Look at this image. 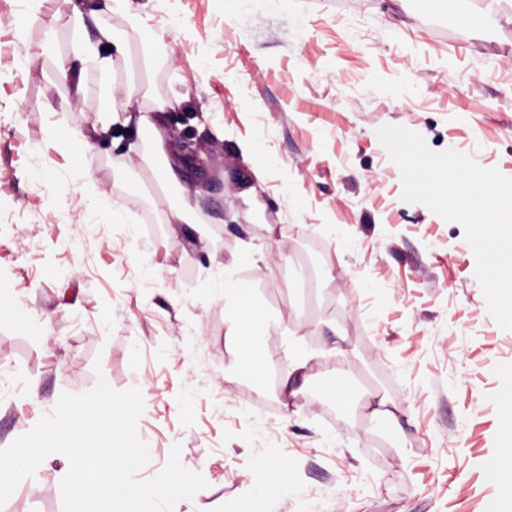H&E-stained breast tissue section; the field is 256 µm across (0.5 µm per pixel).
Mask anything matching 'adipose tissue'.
Listing matches in <instances>:
<instances>
[{
  "instance_id": "ef3b65f1",
  "label": "adipose tissue",
  "mask_w": 512,
  "mask_h": 512,
  "mask_svg": "<svg viewBox=\"0 0 512 512\" xmlns=\"http://www.w3.org/2000/svg\"><path fill=\"white\" fill-rule=\"evenodd\" d=\"M224 308L230 320L228 334L238 345L240 373L260 378L270 363L267 338L272 322L262 316L256 296L248 289L225 287ZM285 358L288 371L281 378V390L294 398L311 377L312 357L295 339L289 342Z\"/></svg>"
}]
</instances>
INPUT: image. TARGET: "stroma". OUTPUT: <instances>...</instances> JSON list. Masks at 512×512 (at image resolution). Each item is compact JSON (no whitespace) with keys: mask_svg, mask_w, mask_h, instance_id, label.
<instances>
[{"mask_svg":"<svg viewBox=\"0 0 512 512\" xmlns=\"http://www.w3.org/2000/svg\"><path fill=\"white\" fill-rule=\"evenodd\" d=\"M51 0L20 31L21 0H0V449L29 432L62 393L105 376L139 388L137 423L155 477L173 446L206 488L174 512L240 506L253 482L286 477L295 496L265 512H497L490 466L502 443L498 404L512 373V330L487 309L460 223L401 199V174L377 131L400 125L435 151L454 149L512 177V0L465 28L477 0H296L293 12L237 14L235 0ZM161 29L145 49L139 28ZM126 47L101 67L80 54L101 29ZM80 74L72 125L91 131L87 178L50 123L71 97L57 69ZM178 105L165 128L209 153L179 183L199 190L203 232L132 231L176 202L162 158L140 128L93 134L111 103ZM259 140L278 158L244 154ZM40 168L45 184L31 181ZM113 206L127 224H102ZM267 257L243 268L242 242ZM226 272L260 297L278 326L272 351L300 336L316 357L294 400L238 373L226 339ZM201 340L205 358L185 347ZM342 346L345 358L330 356ZM385 396L397 422L343 410L337 378ZM61 456L24 479L0 512H62Z\"/></svg>","mask_w":512,"mask_h":512,"instance_id":"1","label":"stroma"}]
</instances>
